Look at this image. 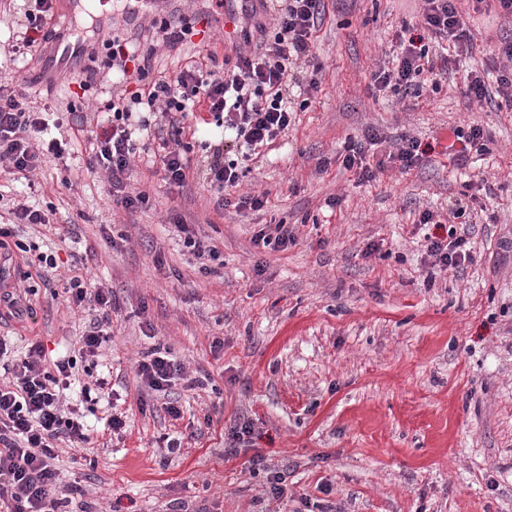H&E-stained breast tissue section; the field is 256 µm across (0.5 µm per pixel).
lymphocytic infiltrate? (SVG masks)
<instances>
[{
	"mask_svg": "<svg viewBox=\"0 0 512 512\" xmlns=\"http://www.w3.org/2000/svg\"><path fill=\"white\" fill-rule=\"evenodd\" d=\"M418 32L401 39L400 52L391 64L371 73V85L379 92L392 90L421 96L424 74L435 65L429 56V42L449 39L458 56L469 59L473 38L459 7L461 0H420ZM278 17L273 36L255 23L240 30L242 44L236 47L234 63L224 72L205 70L194 60L174 77L154 76V47L119 38L103 41L106 65L112 71V100L106 111L90 109L77 117L78 130L89 144L91 169L105 174L112 198L118 206L137 211L150 204L146 191L132 188L129 180L139 156L140 140L154 118L167 120L169 138L159 156L160 173L166 184L181 187L194 177L215 193L239 185L243 172L237 162H224L213 153L202 174H195L184 143L183 121L189 112L203 110L216 127L234 134L243 159L272 145L295 123L297 111L293 87L319 86L320 65L315 64L314 47L325 14V0H276ZM502 61L496 89H488L480 71L466 67L467 95L476 101L497 93L512 106V39L493 50ZM139 89L127 92L126 82ZM49 122L28 106L24 94L14 93L0 82V174L29 175L39 170L46 158L68 155L71 142L48 137ZM385 139L369 131L363 139L349 142L337 153L339 168L353 174L356 182L375 181L388 168L405 173L419 165L427 151L417 139L401 138L384 159L371 161L372 150L384 147ZM421 224H430L434 234L425 237V252L434 266L459 269L471 259L467 236L444 229L432 212H423ZM70 309L88 313L89 320L79 338L84 356H100L112 337V313L117 301L111 288L85 273V262L73 259L64 286ZM5 338H0V512H60L63 503L80 493L75 484L62 483L55 465L60 447L88 448L94 442L92 429L83 421L78 407L67 404L64 392L70 385L75 364L63 358L46 359L41 340L28 344L23 357L12 358ZM136 375L145 390L165 397L171 417L181 411L169 399L175 381L186 379L183 363L160 351L143 353L136 362Z\"/></svg>",
	"mask_w": 512,
	"mask_h": 512,
	"instance_id": "1",
	"label": "lymphocytic infiltrate"
}]
</instances>
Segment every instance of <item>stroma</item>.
<instances>
[{
    "label": "stroma",
    "mask_w": 512,
    "mask_h": 512,
    "mask_svg": "<svg viewBox=\"0 0 512 512\" xmlns=\"http://www.w3.org/2000/svg\"><path fill=\"white\" fill-rule=\"evenodd\" d=\"M325 3L315 43L320 89L286 135L253 155L241 184L224 193L228 206L218 207L203 181L173 187L139 163L130 183L149 190L150 207L115 208L106 180L87 170L81 137L66 163L37 174L36 195L23 178H0V225L25 199L72 220L30 231L32 248L13 266L32 315L0 319V336L19 356L38 337L76 358L77 384L91 373L119 385L128 415L125 432L110 435L107 402L84 411L107 438L78 460L61 456L63 483L85 490L67 512H171L179 503L187 512H512V109L471 102L459 72L418 98L371 90V71L416 24L418 0ZM24 8L14 0L0 9V72L19 84L43 64L8 53L29 26ZM462 10L475 64L495 83L490 51L512 38V22L495 0L478 8L464 0ZM83 78L33 85L30 107L67 118ZM473 122L488 151L461 168L437 154L360 185L334 162L370 127L394 143L407 135L444 146L452 128ZM260 192L262 210L237 207L240 195ZM455 204L463 211L452 224L468 230L472 259L431 268V228L419 216L449 218ZM176 215L218 248L214 273H200L174 234ZM278 222L294 228V245L258 250L255 232ZM49 251L86 256L118 301L96 362L79 357L83 315L35 276ZM150 349L205 379L174 387L180 418L139 404L135 362ZM244 422L252 440L229 455V434ZM170 437L181 439L180 451H167ZM275 471L287 484L278 499L267 492Z\"/></svg>",
    "instance_id": "stroma-1"
}]
</instances>
